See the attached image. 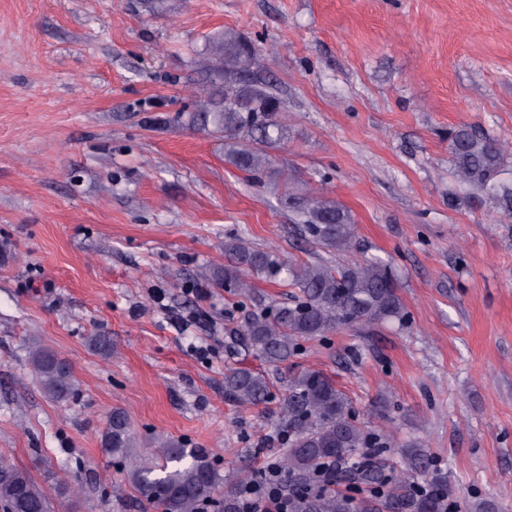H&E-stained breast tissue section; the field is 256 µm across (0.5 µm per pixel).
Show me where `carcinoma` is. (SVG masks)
<instances>
[{"label":"carcinoma","mask_w":512,"mask_h":512,"mask_svg":"<svg viewBox=\"0 0 512 512\" xmlns=\"http://www.w3.org/2000/svg\"><path fill=\"white\" fill-rule=\"evenodd\" d=\"M197 66L209 72L221 90L204 86L194 96V109L184 124L224 140V157L261 183H280L281 202L310 241L345 256L343 262H293L275 249H259L239 235L224 236V265L206 268L201 277L227 292L255 302L254 310L231 335L266 363L291 361L300 343L323 339L338 329L357 331L371 325L395 323L402 327L409 312L399 295L392 266L379 258L352 256L356 224L339 202L273 168L268 150L281 141L285 129L277 120L281 102L262 83L248 84L245 73L260 60L233 29L207 40ZM458 182L499 193L504 209L512 212V189L498 183L503 154L495 139L469 126L450 134ZM285 282L292 288L288 301L267 306L255 296L251 278ZM96 353L112 354V337L96 333L88 339ZM29 362L42 389L56 401L73 397L76 384L69 362L44 345H34ZM224 396L246 406L276 402L279 424L287 445L282 460L283 486L288 490V512H449L450 488L435 471L428 450L413 445L404 466L395 475L385 454L391 442L374 433L359 418L350 396L315 370L293 372L288 391H272L267 374L249 367L224 373ZM104 456L126 460L136 447L127 414L115 409L100 434ZM147 447L150 458L126 467L128 483L144 506L157 512H201L210 500L216 512H241L237 489L224 485L217 495L219 472L203 448L156 438ZM362 488L367 495L352 496ZM0 508L3 512H51L49 497L32 473L0 459Z\"/></svg>","instance_id":"1"}]
</instances>
